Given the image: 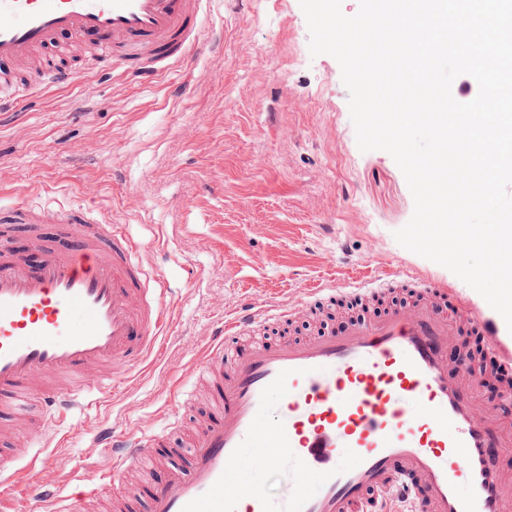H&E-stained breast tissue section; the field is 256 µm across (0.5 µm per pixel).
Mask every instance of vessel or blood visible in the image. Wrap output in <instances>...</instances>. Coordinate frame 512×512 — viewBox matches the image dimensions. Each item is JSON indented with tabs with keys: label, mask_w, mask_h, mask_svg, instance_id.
<instances>
[{
	"label": "vessel or blood",
	"mask_w": 512,
	"mask_h": 512,
	"mask_svg": "<svg viewBox=\"0 0 512 512\" xmlns=\"http://www.w3.org/2000/svg\"><path fill=\"white\" fill-rule=\"evenodd\" d=\"M211 2L0 0V112L81 78L41 65L65 37L79 39L87 68L106 62L139 83L165 75L204 52ZM140 251L123 225L82 205L0 209V474L28 458L32 436L65 431L75 408L109 400L159 354L170 304L146 285ZM400 287L411 301L356 316ZM338 307L354 311L341 331L262 338L297 313ZM464 325L482 335L512 400V347L443 283L400 270L313 284L300 308L245 300L213 325L197 363L215 411L189 452L164 430L106 428L95 442L108 472L76 494L26 478V501L34 512H91L101 487L148 461L157 478L115 512H512L499 464L512 427L448 368ZM247 448L278 474L276 494L247 483Z\"/></svg>",
	"instance_id": "1"
}]
</instances>
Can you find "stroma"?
Wrapping results in <instances>:
<instances>
[{
    "label": "stroma",
    "mask_w": 512,
    "mask_h": 512,
    "mask_svg": "<svg viewBox=\"0 0 512 512\" xmlns=\"http://www.w3.org/2000/svg\"><path fill=\"white\" fill-rule=\"evenodd\" d=\"M207 25L209 50L151 84L95 77L0 112V206L90 205L142 243L172 303L161 361L75 414L65 447L40 436L37 479L96 476L100 427L178 432L206 413L199 390L174 421L173 385L194 379L214 321L248 297L297 303L317 281L404 269L448 283L512 345L478 292L395 240L413 196L388 152L359 149L340 65L311 56L299 0H214Z\"/></svg>",
    "instance_id": "1"
}]
</instances>
